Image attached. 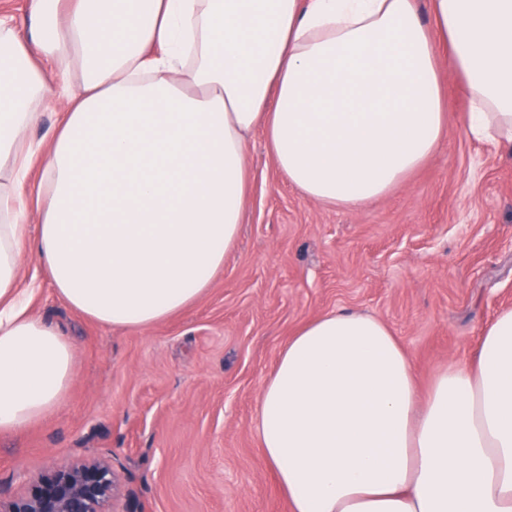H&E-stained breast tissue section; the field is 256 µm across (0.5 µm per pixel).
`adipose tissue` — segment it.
<instances>
[{
	"instance_id": "1",
	"label": "adipose tissue",
	"mask_w": 512,
	"mask_h": 512,
	"mask_svg": "<svg viewBox=\"0 0 512 512\" xmlns=\"http://www.w3.org/2000/svg\"><path fill=\"white\" fill-rule=\"evenodd\" d=\"M32 0L0 18V432L62 402L74 353L32 316L35 257L59 299L144 329L193 305L235 245L262 130L306 199L387 195L447 131V54L467 134L512 150V0ZM79 89L23 183L38 104ZM37 216L39 231L27 239ZM256 433L286 512H512V308L474 363L420 392L380 319L331 311L284 347ZM31 0H0V14L12 18L13 25L25 35L29 34L31 28L30 19Z\"/></svg>"
}]
</instances>
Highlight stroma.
<instances>
[{"instance_id":"1","label":"stroma","mask_w":512,"mask_h":512,"mask_svg":"<svg viewBox=\"0 0 512 512\" xmlns=\"http://www.w3.org/2000/svg\"><path fill=\"white\" fill-rule=\"evenodd\" d=\"M439 71L444 141L361 207L305 199L254 133L240 240L203 296L166 321L102 325L64 304L27 258L30 311L63 325L75 363L60 406L0 434V496L62 461L99 458L119 478V512H284L255 424L303 324L335 309L378 317L423 388L448 364L471 363L483 327L512 307V154L465 133L463 86L447 59Z\"/></svg>"}]
</instances>
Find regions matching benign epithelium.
Masks as SVG:
<instances>
[{"instance_id":"1","label":"benign epithelium","mask_w":512,"mask_h":512,"mask_svg":"<svg viewBox=\"0 0 512 512\" xmlns=\"http://www.w3.org/2000/svg\"><path fill=\"white\" fill-rule=\"evenodd\" d=\"M117 490L110 464L68 463L41 476L30 489L0 499V512H106Z\"/></svg>"}]
</instances>
